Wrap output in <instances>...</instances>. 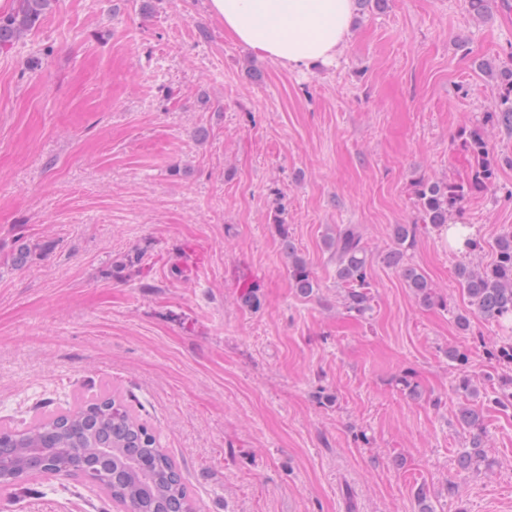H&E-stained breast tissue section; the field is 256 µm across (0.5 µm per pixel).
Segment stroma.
Masks as SVG:
<instances>
[{
    "mask_svg": "<svg viewBox=\"0 0 512 512\" xmlns=\"http://www.w3.org/2000/svg\"><path fill=\"white\" fill-rule=\"evenodd\" d=\"M506 67L512 0L482 19L468 0L355 6L335 62L304 71L254 57L208 0H55L0 52V424L112 390L196 512H512V406L490 402L512 366L487 354L512 324L470 314L456 276L512 233V131L484 121ZM474 129L498 177L454 218L481 242L467 253L420 226L414 185L468 181ZM282 224L310 295L292 286ZM339 224L360 225L371 255L362 317L323 246ZM397 224L419 227L406 260L435 304L383 261ZM21 238L52 249L13 266ZM127 254L141 269L112 277ZM463 373L482 391L489 470L458 466ZM102 499L44 475L0 488V512Z\"/></svg>",
    "mask_w": 512,
    "mask_h": 512,
    "instance_id": "stroma-1",
    "label": "stroma"
}]
</instances>
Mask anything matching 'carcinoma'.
<instances>
[{
	"label": "carcinoma",
	"mask_w": 512,
	"mask_h": 512,
	"mask_svg": "<svg viewBox=\"0 0 512 512\" xmlns=\"http://www.w3.org/2000/svg\"><path fill=\"white\" fill-rule=\"evenodd\" d=\"M53 0H19L17 9L0 16V48L14 45L36 28ZM498 106L486 115V122L512 129V68L498 75ZM473 159L470 181L439 182L421 179L415 185V197L424 226L440 229L462 209L473 193L495 185L497 171L489 159L483 135L473 130L465 140ZM415 224H397L393 228L394 248L384 263L398 271L407 286L430 305L434 294L426 277L417 268L404 263L406 251L414 244ZM288 256V272L296 291L309 295L314 279L306 261L297 254L288 231L281 233ZM325 247L336 264V280L344 289V307L349 313L364 314L372 301L369 291V257L363 234L356 224H339L325 239ZM141 263V256L126 255L112 262V276ZM459 281L474 313L494 320L512 321V234L496 242L493 262L481 269L459 266ZM459 423L472 433L470 444L460 453L459 467L465 471L488 469L485 453L483 415L463 406ZM12 444L10 462L27 465L28 449L42 448L57 457L60 474L89 481L108 493V500L126 505L129 512H192L187 487L176 466L158 444L146 423L133 417L122 404L103 392L63 412L37 418L20 427H6L0 432Z\"/></svg>",
	"instance_id": "obj_1"
}]
</instances>
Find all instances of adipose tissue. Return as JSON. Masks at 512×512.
Here are the masks:
<instances>
[{
    "instance_id": "1",
    "label": "adipose tissue",
    "mask_w": 512,
    "mask_h": 512,
    "mask_svg": "<svg viewBox=\"0 0 512 512\" xmlns=\"http://www.w3.org/2000/svg\"><path fill=\"white\" fill-rule=\"evenodd\" d=\"M224 30L254 56L291 69L334 61L349 33L352 0H208Z\"/></svg>"
}]
</instances>
